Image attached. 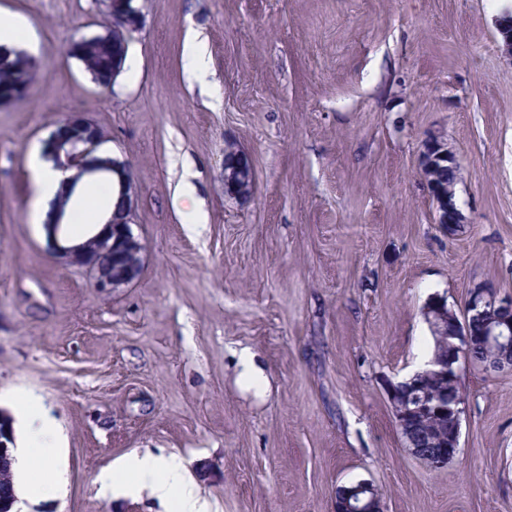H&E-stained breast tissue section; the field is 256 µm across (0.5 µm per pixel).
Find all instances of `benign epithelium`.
<instances>
[{
  "label": "benign epithelium",
  "instance_id": "benign-epithelium-1",
  "mask_svg": "<svg viewBox=\"0 0 512 512\" xmlns=\"http://www.w3.org/2000/svg\"><path fill=\"white\" fill-rule=\"evenodd\" d=\"M108 11L116 13L119 22L118 33L109 29L103 34L89 37L91 42L110 41L114 37H126V33L137 29L142 18L132 6V0H108ZM498 31L502 49L512 57V12L503 13L498 19ZM104 137L102 129L88 119L71 117L57 125L45 139L46 152L63 160V167L73 171L63 182L61 195L73 199L82 184L91 180H110L118 187L117 207L101 230L84 241L70 244L63 237L62 230L68 215L56 207L46 223L47 249L64 258L69 264L87 267L94 272L95 287L101 292H110L134 280L139 273L141 246L132 231V175L130 168L109 158L97 155L98 146ZM446 159L448 165H456L452 151L439 136L428 139L423 156V169L431 171L436 162ZM239 182H253L250 163L240 164L224 173V185L234 186ZM440 231L455 235L463 224L461 212L452 198L444 195L437 200ZM120 252L131 254L133 259L118 262L112 267L102 268L96 262L97 253ZM422 315L434 333L441 350L424 366L408 378L405 388L402 382H391L387 396L398 425H403L416 412H445L452 415L454 429L448 433V451L426 460L429 466L443 468L454 459L459 445L461 418L465 412L463 394H455L451 405H446L448 393L437 394L421 386L433 378L448 379L461 377L462 367L470 364L468 355L471 344L481 341L490 351L489 368L497 374H512V294H501L488 284L470 288L460 312L461 320L453 319V310L441 297H432L424 304ZM12 435L7 419L0 417V483L7 481L11 474L12 458L10 443ZM334 512H383L382 498L376 487L366 481H358L338 492L334 497Z\"/></svg>",
  "mask_w": 512,
  "mask_h": 512
}]
</instances>
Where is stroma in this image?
<instances>
[{"instance_id": "obj_1", "label": "stroma", "mask_w": 512, "mask_h": 512, "mask_svg": "<svg viewBox=\"0 0 512 512\" xmlns=\"http://www.w3.org/2000/svg\"><path fill=\"white\" fill-rule=\"evenodd\" d=\"M133 5L138 69L103 88L68 46L106 31V0H0L36 65L29 97L0 108V393L39 397L66 479L25 512H167L96 482L147 451L178 456L212 512H333L337 485L361 479L383 512H512V374L466 367L441 469L409 452L385 391L430 356L428 297L512 294V57L496 26L512 0ZM73 116L133 177L142 269L107 294L31 217L29 154ZM436 133L461 171L452 238L421 174ZM229 143L254 169L245 197L224 191Z\"/></svg>"}]
</instances>
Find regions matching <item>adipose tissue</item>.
Here are the masks:
<instances>
[{"mask_svg": "<svg viewBox=\"0 0 512 512\" xmlns=\"http://www.w3.org/2000/svg\"><path fill=\"white\" fill-rule=\"evenodd\" d=\"M29 167L36 192L33 217L45 221L61 183L69 170L32 153ZM6 401L17 418V446L13 450L14 493L20 499H37L59 493L64 483L56 466L60 435L35 397L7 395ZM97 481L104 490L134 491L149 489L160 501L173 504L175 512H209L194 482L176 456L151 453L131 454L117 460Z\"/></svg>", "mask_w": 512, "mask_h": 512, "instance_id": "obj_1", "label": "adipose tissue"}]
</instances>
